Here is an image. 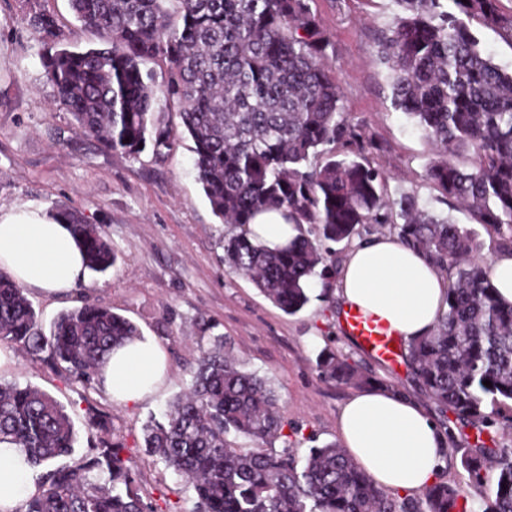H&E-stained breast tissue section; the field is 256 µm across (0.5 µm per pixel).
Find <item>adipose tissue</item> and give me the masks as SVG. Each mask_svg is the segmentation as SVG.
I'll return each instance as SVG.
<instances>
[{"mask_svg":"<svg viewBox=\"0 0 512 512\" xmlns=\"http://www.w3.org/2000/svg\"><path fill=\"white\" fill-rule=\"evenodd\" d=\"M253 241L287 247L297 225L266 211L248 226ZM15 280L56 294L85 277L83 253L68 225L36 207L0 214V267ZM448 280L416 250L389 234L356 243L344 258L336 296L341 309H360L384 320L398 339L426 335L446 308ZM166 373L165 355L151 336L113 350L101 381L113 399L138 402L153 394ZM342 448L382 489L416 494L434 484L444 466L446 440L427 412L407 396L374 387L353 393L341 406ZM24 455L0 444V512H18L37 487Z\"/></svg>","mask_w":512,"mask_h":512,"instance_id":"obj_1","label":"adipose tissue"}]
</instances>
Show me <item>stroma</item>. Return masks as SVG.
Returning a JSON list of instances; mask_svg holds the SVG:
<instances>
[{"label": "stroma", "mask_w": 512, "mask_h": 512, "mask_svg": "<svg viewBox=\"0 0 512 512\" xmlns=\"http://www.w3.org/2000/svg\"><path fill=\"white\" fill-rule=\"evenodd\" d=\"M47 7L58 17L66 46H101L100 37L75 20L69 0H49ZM311 8L330 40L326 53L336 66L345 110L378 145L372 158L386 172L387 193L413 195L430 212L474 229L480 257L489 260L501 248L498 238L425 180L431 147L392 106L387 71L376 51L380 32L400 12L396 0H313ZM49 49L30 26L21 0H0V211L29 204L47 212L76 211L104 227L116 262L106 273L87 272L65 292L48 295L29 285L24 292L43 329L84 304L108 307L154 337L168 360L151 397L123 404L102 384H83L21 347L0 342L5 357L0 381L31 384L69 414L77 440L67 464L89 458L91 446L119 444L123 457L136 464L145 501L160 512H194L193 489L145 453L144 426L188 391L202 347L209 337L221 336L247 370L270 379L297 457L337 440L338 411L353 392L320 377L316 358L329 348L436 416L448 448L442 480L478 497L480 488L462 465L476 429L453 413H440L404 358L377 359L348 336L335 295L312 294L303 310L289 315L251 280L229 273L223 248L228 227L213 213L196 177L193 142L178 114L169 116L175 145L163 156L149 149L136 157L100 149L76 134L57 102L41 65ZM91 410L102 423L93 432L87 429Z\"/></svg>", "instance_id": "35a3bbf8"}]
</instances>
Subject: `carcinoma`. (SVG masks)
<instances>
[{"instance_id": "1", "label": "carcinoma", "mask_w": 512, "mask_h": 512, "mask_svg": "<svg viewBox=\"0 0 512 512\" xmlns=\"http://www.w3.org/2000/svg\"><path fill=\"white\" fill-rule=\"evenodd\" d=\"M173 2L180 24L169 21ZM42 39L63 32L42 0H24ZM402 14L382 32L392 104L438 153L425 177L452 205L512 247V73L479 47L468 21L512 39L500 0H398ZM75 19L107 38L104 48L56 49L42 57L58 103L75 131L135 157L174 147L161 117L178 113L194 143V169L213 212L230 226L224 264L248 277L289 315L324 279L326 241L350 240L363 224H389L399 241L448 274V309L426 336L405 344L412 374L441 413L486 424L512 410V303L499 298L477 256L474 233L383 191L369 158L372 138L344 110L329 41L309 0H70ZM162 58L156 84L144 65ZM130 142H125V138ZM264 210H285L301 236L282 250L251 241L246 229ZM71 226L86 266L115 262L103 229L76 212ZM139 335L111 309L86 304L39 325L23 288L0 273V340L62 365L75 379L100 381L112 350ZM316 366L338 385L373 380L331 350ZM492 386L487 387L483 381ZM269 379L246 370L224 337L202 349L189 392L145 426L144 448L185 479L195 512H512V448L477 438L463 464L477 499L437 482L417 498L378 486L336 443L294 454ZM282 440V447L275 446ZM76 433L46 392L0 382V443L43 470L19 512H154L136 485L133 461L114 444L72 467ZM496 474L485 483L484 471Z\"/></svg>"}]
</instances>
